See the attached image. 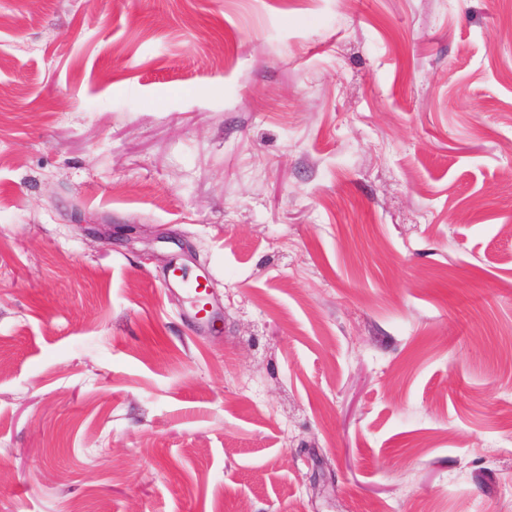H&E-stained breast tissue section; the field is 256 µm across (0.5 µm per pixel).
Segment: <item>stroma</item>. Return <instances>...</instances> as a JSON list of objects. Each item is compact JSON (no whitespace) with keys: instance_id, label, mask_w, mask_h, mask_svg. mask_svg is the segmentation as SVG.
Masks as SVG:
<instances>
[{"instance_id":"obj_1","label":"stroma","mask_w":512,"mask_h":512,"mask_svg":"<svg viewBox=\"0 0 512 512\" xmlns=\"http://www.w3.org/2000/svg\"><path fill=\"white\" fill-rule=\"evenodd\" d=\"M0 512H512V0H0ZM168 282H175L186 289L194 304L193 318L199 324L207 323L214 308L211 268L202 269L198 274L189 276L184 274L179 267H175L171 272L169 271Z\"/></svg>"}]
</instances>
